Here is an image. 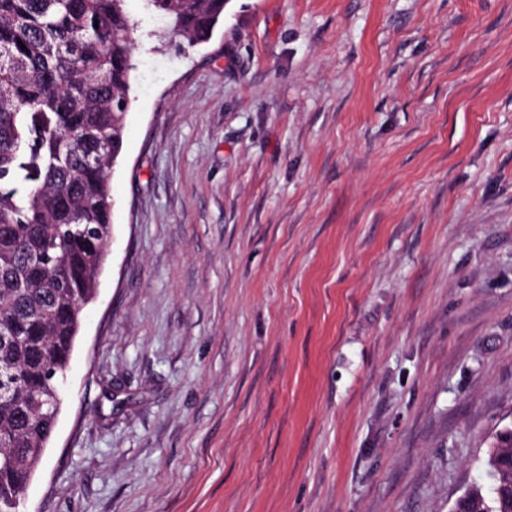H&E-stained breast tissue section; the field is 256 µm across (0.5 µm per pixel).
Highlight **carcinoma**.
Returning <instances> with one entry per match:
<instances>
[{
    "mask_svg": "<svg viewBox=\"0 0 512 512\" xmlns=\"http://www.w3.org/2000/svg\"><path fill=\"white\" fill-rule=\"evenodd\" d=\"M126 0H0V512H17L62 408L61 383L96 295L112 230V158L130 107ZM188 45L224 0H145ZM510 448L490 450L492 498L512 512Z\"/></svg>",
    "mask_w": 512,
    "mask_h": 512,
    "instance_id": "obj_1",
    "label": "carcinoma"
}]
</instances>
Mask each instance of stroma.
<instances>
[{
	"instance_id": "35a3bbf8",
	"label": "stroma",
	"mask_w": 512,
	"mask_h": 512,
	"mask_svg": "<svg viewBox=\"0 0 512 512\" xmlns=\"http://www.w3.org/2000/svg\"><path fill=\"white\" fill-rule=\"evenodd\" d=\"M112 234L20 512H451L512 427V0H144ZM149 9L168 19L189 46L209 41L224 15V0H144Z\"/></svg>"
}]
</instances>
